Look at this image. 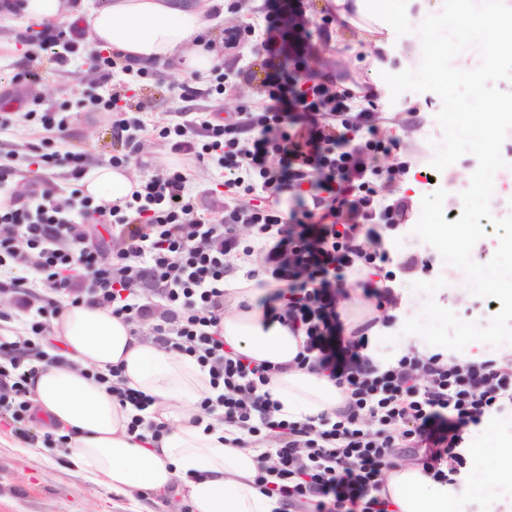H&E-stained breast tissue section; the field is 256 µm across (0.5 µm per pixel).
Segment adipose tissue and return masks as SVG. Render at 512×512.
Segmentation results:
<instances>
[{"instance_id": "ef3b65f1", "label": "adipose tissue", "mask_w": 512, "mask_h": 512, "mask_svg": "<svg viewBox=\"0 0 512 512\" xmlns=\"http://www.w3.org/2000/svg\"><path fill=\"white\" fill-rule=\"evenodd\" d=\"M217 0H104L81 9L88 49H109L148 68L181 59L189 73L207 74L216 60L196 39L207 28L206 15ZM340 16L355 14L363 33H389L395 21L381 0H333ZM97 203L125 199L139 184L126 169L102 165L83 180ZM220 333L227 348L257 364L275 365L269 391L281 404L282 418L302 421L334 413L346 403L342 389L326 377L297 368L303 336L280 322H266L256 304L254 282L236 279L227 288ZM61 364L33 380L32 402L59 434L70 436L68 452L96 483L120 491L174 492L191 512H277L279 501L255 484L261 451L237 445L241 432L213 421L192 424L185 402L216 397L206 371L190 358L143 342L130 324L105 308L69 307L54 324ZM120 367L130 387L153 398L157 421L167 433L156 445L136 441L128 432L132 409L122 408L90 374ZM384 495L396 512H464V495L415 464L397 463L385 474Z\"/></svg>"}]
</instances>
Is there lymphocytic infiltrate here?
Masks as SVG:
<instances>
[{
  "instance_id": "f902f5d3",
  "label": "lymphocytic infiltrate",
  "mask_w": 512,
  "mask_h": 512,
  "mask_svg": "<svg viewBox=\"0 0 512 512\" xmlns=\"http://www.w3.org/2000/svg\"><path fill=\"white\" fill-rule=\"evenodd\" d=\"M260 31L267 104L246 107L224 123L193 117L158 131L175 155L200 164L218 156L234 174L232 187L260 194L253 209L228 205L198 215L179 170L151 177L130 199L93 204L79 187L87 174L83 153L59 147L67 115L49 108L29 113L28 163L40 171L66 167L71 190L67 202H59L37 176L25 194L14 193V168L0 161V293L15 301L14 312L0 314V323L11 326L0 336V418L12 422L20 440L30 439V382L56 361L46 346L66 306L108 308L137 327L154 316L152 343L193 358L219 391L197 402L199 416L223 407L224 422L262 446L255 484L278 497L280 512H390L381 496L384 473L403 449L435 481L459 483L465 429L512 408V356L463 361L412 350L382 365L365 356L378 320L348 323L336 296L348 275L390 260L384 233L398 227L406 203L384 204L375 188L379 166L362 162L388 153L390 144L368 112L365 140L337 150L336 127L350 124L355 101L327 80L302 86L309 57L300 50L281 60L274 12H265ZM82 37L75 23L64 32L46 24L23 34L62 66L79 52ZM198 127L205 130L201 142L194 136ZM305 183L330 192L331 204L346 210L347 224L315 220L303 201L283 214L281 194ZM100 223L102 237L95 234ZM109 236L120 240L119 249L106 245ZM255 253L262 266L239 270V256ZM236 273L261 288L270 279L279 283L262 301L266 315L304 332L297 365L344 387L343 410L303 421L280 418V402L265 390L272 368L225 350L217 326L224 282ZM93 379L135 409L129 432L144 428L152 439L164 436L166 424L144 416L152 398L129 387L120 368Z\"/></svg>"
}]
</instances>
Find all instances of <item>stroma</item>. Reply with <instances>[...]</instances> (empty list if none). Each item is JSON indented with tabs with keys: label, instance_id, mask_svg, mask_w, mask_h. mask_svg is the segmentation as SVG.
Here are the masks:
<instances>
[{
	"label": "stroma",
	"instance_id": "35a3bbf8",
	"mask_svg": "<svg viewBox=\"0 0 512 512\" xmlns=\"http://www.w3.org/2000/svg\"><path fill=\"white\" fill-rule=\"evenodd\" d=\"M265 11L266 0H236L235 7L216 16L214 24L207 29L211 53L232 77L224 94L211 91L217 83L215 74L190 75L175 61L151 68L145 74L134 70L118 74L117 84L132 93L127 107L129 116L139 119L146 127L133 147L114 137L111 113L90 112L83 105L87 96L108 95L86 62L87 50L73 55L68 66H58L48 56H35L33 46L22 40L23 10L0 14V87L10 88L12 77L21 76L28 99L27 105L16 106L12 129L0 131V151L16 153L14 191L24 190L31 177L24 160L28 139L26 109L40 111L50 105L67 106L76 117L66 132L64 149L84 152L93 168L107 164L112 156L129 155V173L136 181L143 182L165 172L172 157L166 140L155 132V125L176 120L182 112L233 114L243 106L263 102L261 83L247 75L256 60L251 46H229L226 33L241 22L261 23ZM335 12L331 0H304L303 39L312 58L318 60L320 71L333 78L337 90L356 97L370 96L371 109L380 113L382 128L393 142L390 153L379 159L381 168L419 157L425 160L423 166H412L406 176L392 181L384 179L377 184L389 201L405 199L411 204L408 224L390 233L386 240L394 262L402 266L394 282L399 290V305L377 307L375 299L365 297L351 280L343 284L337 300L348 317L375 312L386 317V334L399 336L401 344L412 347L418 343V336L402 335L401 329L408 318L422 309L427 296L412 290L411 285L446 273L437 249L413 233L422 199L433 193L439 183L448 180L460 189H467L477 160L466 154L445 170H435L431 165L434 145L443 138L436 120L442 107L440 98L431 92L409 91L395 98L389 89L373 81L370 61L374 58L398 73L417 68V61L409 59L408 53L418 41V34L392 37L385 47L378 48L373 42L363 40L360 30L348 20L336 17ZM327 15L334 16L335 21L326 26L322 19ZM187 85L199 88L200 96L193 100L185 98L183 88ZM185 169L188 188L199 211L221 212L228 196L215 191L214 186L229 179V172L212 162L201 165L189 162ZM412 256L430 261L431 271L405 268V261ZM434 299L460 319L482 325L488 324L501 308L498 299L476 296L465 285L451 291L440 289ZM511 437L512 413H505L469 427L465 433V453L473 455L475 449L489 448ZM465 482L471 488L464 504L466 512H512V492L493 482L489 471L466 468ZM180 506L176 497L133 489L116 492L95 484L73 465L65 449L45 447L36 438L21 441L10 424L0 421V512H176Z\"/></svg>",
	"mask_w": 512,
	"mask_h": 512
}]
</instances>
